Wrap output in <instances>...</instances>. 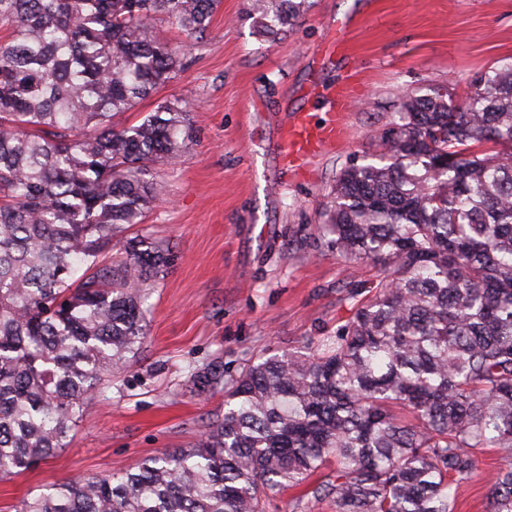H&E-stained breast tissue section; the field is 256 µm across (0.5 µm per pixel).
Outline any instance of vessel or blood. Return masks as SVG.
<instances>
[{
	"mask_svg": "<svg viewBox=\"0 0 512 512\" xmlns=\"http://www.w3.org/2000/svg\"><path fill=\"white\" fill-rule=\"evenodd\" d=\"M356 88L352 84L337 87L336 120L325 125L310 122L307 114L298 112L283 130L284 153L293 167L303 166L313 155L325 148L345 143L348 132V112Z\"/></svg>",
	"mask_w": 512,
	"mask_h": 512,
	"instance_id": "obj_1",
	"label": "vessel or blood"
}]
</instances>
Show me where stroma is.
<instances>
[{
    "label": "stroma",
    "mask_w": 512,
    "mask_h": 512,
    "mask_svg": "<svg viewBox=\"0 0 512 512\" xmlns=\"http://www.w3.org/2000/svg\"><path fill=\"white\" fill-rule=\"evenodd\" d=\"M295 28L263 41L249 0H222L204 37L156 17L158 40L182 46L185 65L127 113L138 123L167 99L191 105L193 141L157 170L164 196L130 235L169 247L173 260L150 290L136 361L93 399L68 448L0 481V512L67 479L119 474L163 449L185 448L224 412V393H198L192 368L233 372L271 351L333 334L351 314L347 294L376 271L317 237L340 169L377 153L404 95L441 86L455 94L488 65L512 59V0H310ZM349 25L344 53L325 55L329 28ZM360 86L353 136L305 169L282 161L290 113L336 115L335 88ZM512 452L487 448L458 493L457 512H486L487 478Z\"/></svg>",
    "instance_id": "stroma-1"
}]
</instances>
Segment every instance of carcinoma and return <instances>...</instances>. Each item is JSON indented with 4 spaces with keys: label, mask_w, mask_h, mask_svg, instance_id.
<instances>
[{
    "label": "carcinoma",
    "mask_w": 512,
    "mask_h": 512,
    "mask_svg": "<svg viewBox=\"0 0 512 512\" xmlns=\"http://www.w3.org/2000/svg\"><path fill=\"white\" fill-rule=\"evenodd\" d=\"M309 0H253L261 36ZM221 0H0V480L69 446L106 375L141 350L169 251L126 238L162 194L150 178L191 139L189 103L123 122L208 31ZM318 230L369 264L330 336L190 381L224 413L188 448L71 479L15 512H266L320 477L301 512H456L482 448L512 451V63L455 100L406 95L380 153L343 167ZM124 257L112 261V247ZM486 512H512V464Z\"/></svg>",
    "instance_id": "cac0c4a2"
}]
</instances>
